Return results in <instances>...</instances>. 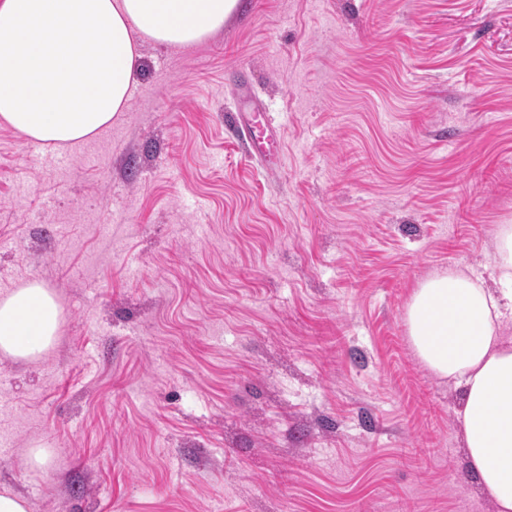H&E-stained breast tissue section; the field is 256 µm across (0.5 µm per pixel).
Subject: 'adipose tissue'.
<instances>
[{"label":"adipose tissue","mask_w":512,"mask_h":512,"mask_svg":"<svg viewBox=\"0 0 512 512\" xmlns=\"http://www.w3.org/2000/svg\"><path fill=\"white\" fill-rule=\"evenodd\" d=\"M238 0H0V125L53 148L111 127L139 83V45L187 49L221 29ZM497 288L460 270L429 275L405 311L420 362L452 383L470 470L496 512H512V224L495 232ZM63 320L33 279L0 294V356L41 360Z\"/></svg>","instance_id":"1"}]
</instances>
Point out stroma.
Listing matches in <instances>:
<instances>
[{
  "label": "stroma",
  "mask_w": 512,
  "mask_h": 512,
  "mask_svg": "<svg viewBox=\"0 0 512 512\" xmlns=\"http://www.w3.org/2000/svg\"><path fill=\"white\" fill-rule=\"evenodd\" d=\"M53 166L0 126V292L64 309L0 358L30 512H495L409 345L429 274L512 224V0H239ZM260 103L280 165L229 128ZM50 443L42 471L25 448ZM63 311L55 293L33 279L0 296V355L37 362L55 345Z\"/></svg>",
  "instance_id": "obj_1"
}]
</instances>
